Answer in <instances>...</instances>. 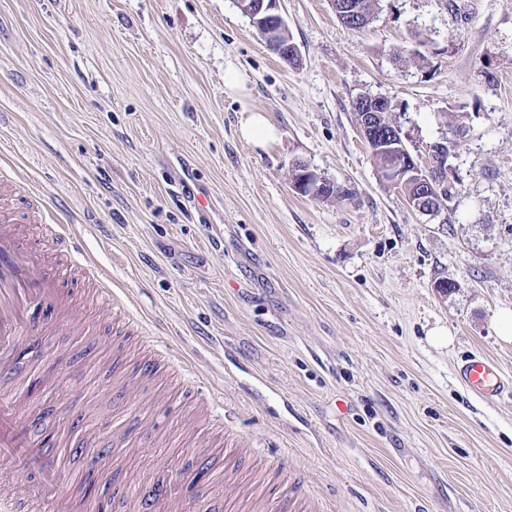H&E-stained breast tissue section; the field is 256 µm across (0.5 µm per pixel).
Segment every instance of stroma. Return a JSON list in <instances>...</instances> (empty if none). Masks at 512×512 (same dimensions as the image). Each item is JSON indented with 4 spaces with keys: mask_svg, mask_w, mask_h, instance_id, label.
I'll list each match as a JSON object with an SVG mask.
<instances>
[{
    "mask_svg": "<svg viewBox=\"0 0 512 512\" xmlns=\"http://www.w3.org/2000/svg\"><path fill=\"white\" fill-rule=\"evenodd\" d=\"M280 6L294 65L235 0H0V203L68 225L57 251L94 258L130 311L107 322L58 270L84 324L17 352L8 398L70 474L105 451L130 512L169 478L226 512L215 473L260 455L314 512H512V394L457 374L482 355L512 381V0H378L360 30L331 0ZM361 95L391 100L420 159L453 138L447 220L380 178ZM245 109L276 126L268 149L239 137ZM299 162L351 198L300 194ZM217 408L242 446L202 477ZM2 493L51 512L24 465Z\"/></svg>",
    "mask_w": 512,
    "mask_h": 512,
    "instance_id": "1",
    "label": "stroma"
}]
</instances>
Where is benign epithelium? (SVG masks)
I'll return each instance as SVG.
<instances>
[{
	"instance_id": "7a95c632",
	"label": "benign epithelium",
	"mask_w": 512,
	"mask_h": 512,
	"mask_svg": "<svg viewBox=\"0 0 512 512\" xmlns=\"http://www.w3.org/2000/svg\"><path fill=\"white\" fill-rule=\"evenodd\" d=\"M238 6L262 33L268 45L279 52L281 58H288L290 51L296 50L293 43L283 39L285 32L288 31V21L279 11V0H251L247 5L240 2ZM354 108L362 111V117L358 122L365 140L375 144L379 151L393 148V143L400 138L399 129L388 131L376 124V117L390 109L389 100L381 96L365 95L356 99ZM296 176L297 179L293 180L295 189L314 198L339 190L337 184L310 169L298 172ZM383 179L394 187L407 184L418 187L416 196L405 197L411 210L433 218L441 214V207L437 205V201L443 195L444 181L433 178L410 152H404V156L386 171Z\"/></svg>"
}]
</instances>
